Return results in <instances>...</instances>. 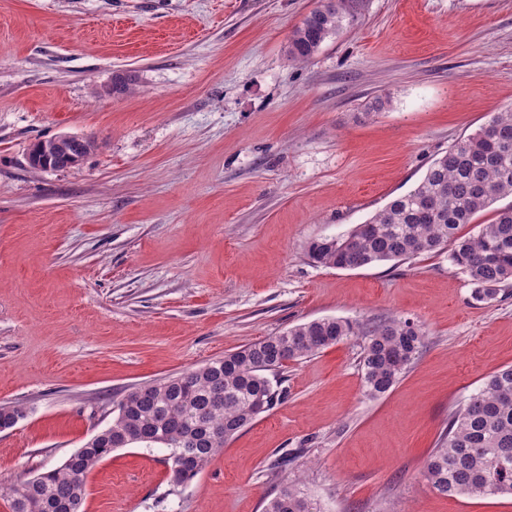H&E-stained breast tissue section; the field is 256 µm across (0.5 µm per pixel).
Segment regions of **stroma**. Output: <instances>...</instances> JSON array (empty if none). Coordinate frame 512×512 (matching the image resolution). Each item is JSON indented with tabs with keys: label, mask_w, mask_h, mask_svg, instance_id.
Returning a JSON list of instances; mask_svg holds the SVG:
<instances>
[{
	"label": "stroma",
	"mask_w": 512,
	"mask_h": 512,
	"mask_svg": "<svg viewBox=\"0 0 512 512\" xmlns=\"http://www.w3.org/2000/svg\"><path fill=\"white\" fill-rule=\"evenodd\" d=\"M319 4L0 0V406L26 409L0 430V487L60 466L135 385L313 319L400 316L425 344L384 395L351 338L289 363L283 399L185 485L167 449L112 452L84 512H262L293 482L324 512H512L422 476L450 413L512 365V293L474 301L444 252L357 270L306 254L512 107V0H352L291 61ZM60 134L94 147L31 168ZM348 2L347 0H323L319 7L305 17L301 25L292 31L289 39L288 52L293 61L308 62L325 40L339 31L349 14Z\"/></svg>",
	"instance_id": "35a3bbf8"
}]
</instances>
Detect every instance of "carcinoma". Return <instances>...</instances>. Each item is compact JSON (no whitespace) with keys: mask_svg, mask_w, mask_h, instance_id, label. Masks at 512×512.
Here are the masks:
<instances>
[{"mask_svg":"<svg viewBox=\"0 0 512 512\" xmlns=\"http://www.w3.org/2000/svg\"><path fill=\"white\" fill-rule=\"evenodd\" d=\"M348 0H324L291 33L289 55L306 63L337 33ZM512 196V109L496 112L475 133L457 140L428 167L408 193L348 233L311 241L308 256L327 268L352 270L411 260L450 249L449 260L472 285V298L494 300L512 283V207L474 233L460 229L504 196ZM352 336L363 338L361 370L367 395L388 392L416 360L424 332L392 317L359 323L326 317L265 336L205 361L190 371L125 392L112 424L54 469L9 489L0 488L10 512H83L86 479L118 448L155 444L170 449V481L183 485L281 393L270 376ZM25 415L0 408V428ZM423 475L443 495L512 496V365L491 372L478 392L448 418V428L427 457ZM264 512H321L296 486L266 499Z\"/></svg>","mask_w":512,"mask_h":512,"instance_id":"obj_1","label":"carcinoma"}]
</instances>
